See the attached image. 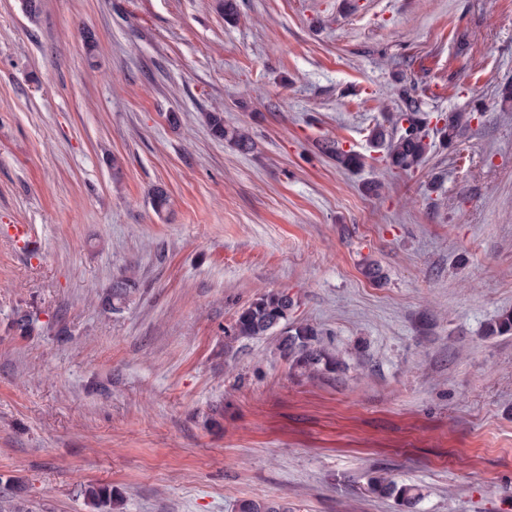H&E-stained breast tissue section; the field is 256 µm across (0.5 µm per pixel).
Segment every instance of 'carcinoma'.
Returning <instances> with one entry per match:
<instances>
[{
	"mask_svg": "<svg viewBox=\"0 0 512 512\" xmlns=\"http://www.w3.org/2000/svg\"><path fill=\"white\" fill-rule=\"evenodd\" d=\"M401 107L391 116V127L378 126L370 139L386 148V162L391 169L409 171L420 166L427 158L432 142L426 124L419 116L420 102L410 89L399 91ZM205 121L211 134L234 146L239 152L248 154L255 148V140L245 127L227 126L224 114L208 112ZM323 153L336 156V162L346 168L362 164V157L354 152H341L324 143L319 145ZM107 293L104 303L114 312L121 311L133 292V281L116 279ZM295 302L284 291H269L258 295L237 315L232 327L236 339H252L262 336H279V347L292 368L308 374L334 373L342 363L338 356L322 344L321 331L306 322L292 317ZM490 336L512 334V311L501 313L487 329ZM366 492L381 498L394 500L399 506L411 508L420 498L418 489L399 484L385 477L369 479ZM82 494L98 512H112L115 495L107 485L91 483L82 489ZM237 512H289L288 507L269 501L244 499L237 503Z\"/></svg>",
	"mask_w": 512,
	"mask_h": 512,
	"instance_id": "1",
	"label": "carcinoma"
}]
</instances>
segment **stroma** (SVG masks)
Segmentation results:
<instances>
[{
	"instance_id": "obj_1",
	"label": "stroma",
	"mask_w": 512,
	"mask_h": 512,
	"mask_svg": "<svg viewBox=\"0 0 512 512\" xmlns=\"http://www.w3.org/2000/svg\"><path fill=\"white\" fill-rule=\"evenodd\" d=\"M237 10L0 0V494L400 512L365 491L382 474L420 488L415 512H512V334H485L512 310V0ZM403 86L435 141L408 172L369 141ZM217 107L253 152L211 135ZM271 290L344 368L308 377L276 337L231 336ZM133 286L134 283L129 277L114 280L104 300L105 305L113 312L121 311L135 289ZM82 494L89 504L98 509V512H112L115 504V495L112 487L91 483L82 489Z\"/></svg>"
}]
</instances>
